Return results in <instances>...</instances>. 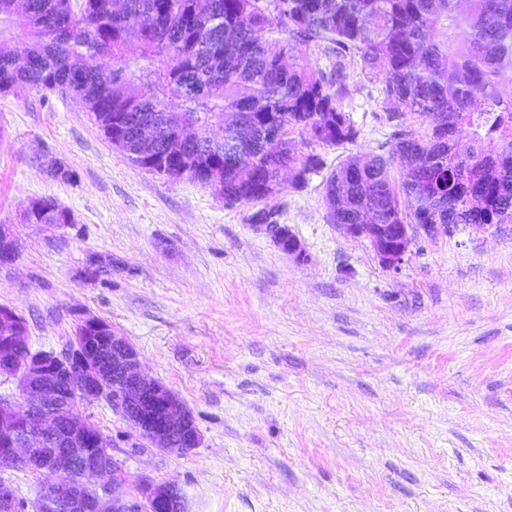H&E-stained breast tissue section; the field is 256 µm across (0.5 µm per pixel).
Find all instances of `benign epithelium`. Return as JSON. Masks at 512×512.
Instances as JSON below:
<instances>
[{
    "label": "benign epithelium",
    "mask_w": 512,
    "mask_h": 512,
    "mask_svg": "<svg viewBox=\"0 0 512 512\" xmlns=\"http://www.w3.org/2000/svg\"><path fill=\"white\" fill-rule=\"evenodd\" d=\"M254 228L271 231L282 251L303 255L302 244L288 225L256 224ZM340 228L354 238L367 239L382 264L395 271L403 264L413 240L455 232L453 224H342ZM16 252L18 243L12 229L1 227L0 263H12ZM16 320L11 311L0 314V327L11 326L15 331L13 336L0 335L4 350L0 375L17 380L20 402L27 411L21 415L20 402L0 399V468L37 465L40 474L54 477L52 484L41 487L33 499L25 501L23 512H43L52 501L66 503L71 512H134L122 492L128 479L121 460L111 449V438L74 414L63 425L54 415L39 409L57 397L52 380L66 379L75 384L87 404L102 399L112 403L142 439L162 450L186 453L199 445L200 436L190 411L174 392L141 373L138 353L125 337L112 335L118 378L109 387L98 372L99 353L85 340H73L72 347L60 353L34 351L27 337L20 334ZM87 442L99 449L95 454L86 453L84 460V466L99 479L92 495L68 479L77 467L75 449ZM136 486L140 491L138 504L145 505L148 512H186L176 484L141 477ZM18 501L12 489L1 483L0 512H16Z\"/></svg>",
    "instance_id": "benign-epithelium-1"
}]
</instances>
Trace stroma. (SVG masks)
<instances>
[{
  "mask_svg": "<svg viewBox=\"0 0 512 512\" xmlns=\"http://www.w3.org/2000/svg\"><path fill=\"white\" fill-rule=\"evenodd\" d=\"M347 73L357 140L294 136L323 166L299 190L284 171L273 201L299 258L253 227L256 203L131 163L80 101L0 95V224L19 242L0 306L35 350H64L85 314L136 348L191 411L199 447H147L104 400L76 413L130 479L175 482L187 512H512V229L417 239L393 271L330 224L326 177L387 153L395 131L382 76ZM51 160L73 179L51 177ZM43 196L73 223H25Z\"/></svg>",
  "mask_w": 512,
  "mask_h": 512,
  "instance_id": "stroma-1",
  "label": "stroma"
}]
</instances>
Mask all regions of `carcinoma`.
Listing matches in <instances>:
<instances>
[{
    "instance_id": "1",
    "label": "carcinoma",
    "mask_w": 512,
    "mask_h": 512,
    "mask_svg": "<svg viewBox=\"0 0 512 512\" xmlns=\"http://www.w3.org/2000/svg\"><path fill=\"white\" fill-rule=\"evenodd\" d=\"M0 0V27L16 13L29 21V46L0 48V94L24 86L82 100L106 139L138 166L159 157L151 172L200 185L224 178V200L269 201L282 191L280 169L295 171L294 188L322 167L300 156L290 135L317 145L357 139L340 101L348 95L346 60L367 74L382 72L381 95L430 121L415 138L396 125L388 154L349 157L325 179L327 219L333 224H511L512 0ZM467 25L470 37L457 30ZM336 58L329 71L308 56ZM110 56L104 69L97 59ZM181 101L173 112L167 100ZM224 122V139L209 131ZM283 140L265 144L267 122ZM470 142L461 153L457 142ZM209 163L190 161L194 149ZM399 167L396 183L391 169ZM408 203L409 211L402 209ZM28 224L74 223L53 197L33 200ZM63 417L81 396L58 383Z\"/></svg>"
}]
</instances>
